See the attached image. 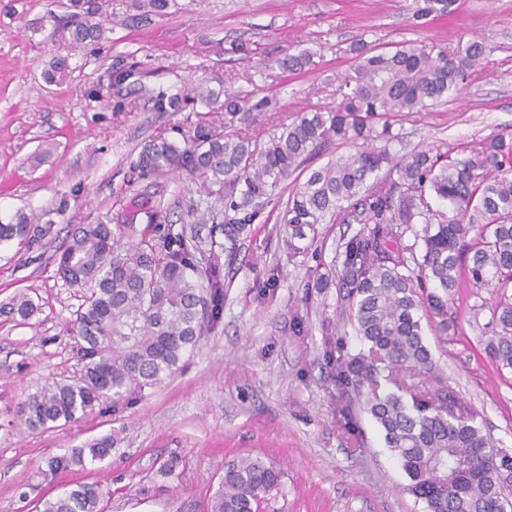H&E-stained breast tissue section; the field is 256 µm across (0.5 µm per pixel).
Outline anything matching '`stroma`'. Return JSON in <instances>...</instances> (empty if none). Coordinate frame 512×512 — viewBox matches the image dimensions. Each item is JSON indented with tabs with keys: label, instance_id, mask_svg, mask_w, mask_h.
Returning <instances> with one entry per match:
<instances>
[{
	"label": "stroma",
	"instance_id": "35a3bbf8",
	"mask_svg": "<svg viewBox=\"0 0 512 512\" xmlns=\"http://www.w3.org/2000/svg\"><path fill=\"white\" fill-rule=\"evenodd\" d=\"M416 0H169L148 24L130 23L134 0H112L119 25L97 52L64 39L47 44L55 0H0V215H37L48 232L31 250L0 245V303L19 292L37 307L25 322L0 316V512H37L40 500L83 483H101L103 512H209L226 461L258 455L283 471L267 512H422L400 492L406 481L383 434L362 416L361 447L339 428L325 323L340 318L335 287L314 281L349 224L320 225L303 252L287 246L288 227L271 211L232 247L223 266L221 321L205 332L184 367L119 404L104 403L75 422L35 432L18 407L45 384L80 369L70 333L82 301L56 274L55 250L71 225L125 213L145 225L142 208L162 203L169 223L198 224L199 195L188 176L140 180L131 165L161 130L185 124L183 112H157L151 95L203 82L269 98L250 131L267 140L277 120L337 105L353 46L432 43L485 47L482 67L447 103L401 117L393 154L442 144L463 150L512 134V0H458L456 11L422 27ZM308 53L303 67L289 57ZM68 66L57 72L56 58ZM134 60V81L109 86L114 64ZM477 299L460 289L450 305L457 330L428 335L437 367L495 444L512 452V371L484 352L472 315ZM111 435L103 462L48 476L52 458ZM172 473L162 465L171 456Z\"/></svg>",
	"mask_w": 512,
	"mask_h": 512
}]
</instances>
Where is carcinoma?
<instances>
[{"instance_id":"cac0c4a2","label":"carcinoma","mask_w":512,"mask_h":512,"mask_svg":"<svg viewBox=\"0 0 512 512\" xmlns=\"http://www.w3.org/2000/svg\"><path fill=\"white\" fill-rule=\"evenodd\" d=\"M108 0H65L57 18L70 44L97 49L116 15ZM412 23L451 13L457 0H420ZM474 42L450 52L430 44L385 50L360 42L351 72V92L334 108L298 114L280 125L265 144L249 133L271 101L224 94V124L206 114L160 132L141 148L132 169L137 178L190 175L222 207H206L207 236L193 224L162 226L163 207L146 209L147 224L119 215L78 224L54 254L57 275L87 289L73 320L81 368L72 380L54 382L27 395L18 416L26 429L71 422L96 405L117 404L179 371L200 337L224 308L222 235L234 243L262 223L265 209L288 178L293 188L280 223L294 241L315 239L317 225L331 217L358 224L342 242L315 287L331 282L344 290L342 305L365 352L336 357V414L340 428L359 443L358 420L370 415L408 478L403 490L426 512H507L512 508V454L496 447L475 423L440 374L425 343L422 322L448 334V299L461 284L494 288L489 308L487 355L512 370V134H499L453 157L427 148L405 156L390 152L397 140L395 118L447 101L482 61ZM138 74V62L112 70L119 85ZM202 84L185 93L152 95L156 112H183L198 101L216 102ZM336 140L352 152L314 169L301 182L321 148ZM370 188L367 179L379 171ZM44 228L24 213L0 219V245L30 247ZM37 310L23 294L0 305V315L25 321ZM112 436L92 439L49 461L54 473L104 460ZM283 472L259 458L239 457L224 465L210 512H265ZM101 492L77 485L42 502L40 512H102Z\"/></svg>"}]
</instances>
